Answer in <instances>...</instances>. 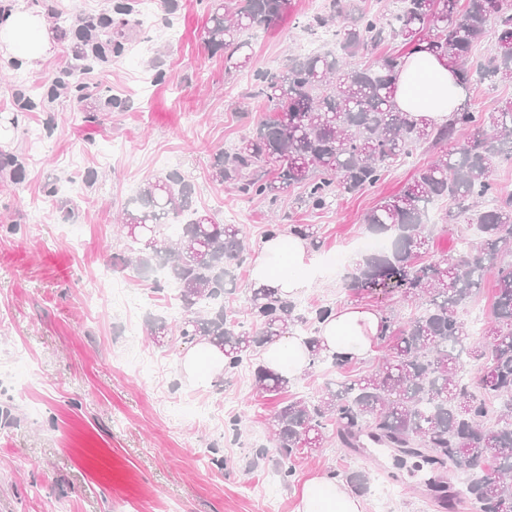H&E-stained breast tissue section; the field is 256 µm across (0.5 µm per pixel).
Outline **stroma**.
<instances>
[{
  "label": "stroma",
  "instance_id": "35a3bbf8",
  "mask_svg": "<svg viewBox=\"0 0 512 512\" xmlns=\"http://www.w3.org/2000/svg\"><path fill=\"white\" fill-rule=\"evenodd\" d=\"M118 0H62L65 30L48 25L53 54L37 68L0 67V155L19 173L0 170V512H295L301 483L320 473L369 469L385 479L387 452L363 456L340 447L334 432L314 454L295 459L290 484L269 485L271 460L252 444L272 448L278 403L261 393L254 365L223 383L200 384L181 370L192 345L180 338V315L149 273L113 266L127 247L115 217L148 180L179 171L193 187V205L223 220L236 213L251 251H258L272 214L285 224L315 225L322 256L346 251L366 237L363 216L397 193L436 148L423 147L391 166L373 188L311 211L290 189L276 205L244 199L213 182V156L232 148L260 119L248 99L256 71L287 63L309 35L303 22L312 0H291L281 25L252 42L251 67L225 74L224 55L203 34L207 0H153L139 28L134 65L120 56L83 76L95 99L88 109L37 89L61 71L79 72L72 33L81 11L111 12ZM34 88V104L19 106L18 90ZM119 101L103 108L105 99ZM39 130L46 151L33 152ZM16 232H7V225ZM326 276L299 295L301 305H371L406 322L418 313L395 293L354 295ZM169 332L155 342L151 328ZM27 346L29 366L18 376L8 363ZM381 349L343 369L321 365L296 377L289 396H313L341 376L375 369ZM224 458L217 468L214 458ZM425 473L406 465L396 495L380 503L371 486L365 512H439Z\"/></svg>",
  "mask_w": 512,
  "mask_h": 512
}]
</instances>
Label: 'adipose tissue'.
<instances>
[{
	"mask_svg": "<svg viewBox=\"0 0 512 512\" xmlns=\"http://www.w3.org/2000/svg\"><path fill=\"white\" fill-rule=\"evenodd\" d=\"M51 41L44 17L19 0L13 10L0 15V58L33 68L44 61ZM465 96L447 59L426 52L408 54L397 78L395 101L410 119H425L442 127L451 121ZM322 258L309 242L295 234L279 233L263 240L251 261L255 288L272 289L283 298L302 294L323 278ZM382 313L370 306L349 305L336 309L318 326L316 338L327 354L349 360L365 357L382 330ZM310 349L301 336L285 335L261 350L263 365L296 377L309 363ZM223 352L209 342L199 343L182 361V369L200 383L210 382L224 371ZM296 512H364L362 501L341 479L328 473L305 479Z\"/></svg>",
	"mask_w": 512,
	"mask_h": 512,
	"instance_id": "ef3b65f1",
	"label": "adipose tissue"
}]
</instances>
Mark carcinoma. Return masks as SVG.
<instances>
[{
	"instance_id": "1",
	"label": "carcinoma",
	"mask_w": 512,
	"mask_h": 512,
	"mask_svg": "<svg viewBox=\"0 0 512 512\" xmlns=\"http://www.w3.org/2000/svg\"><path fill=\"white\" fill-rule=\"evenodd\" d=\"M389 17L356 9L354 0H326L309 16L304 29L315 34L337 28L339 50L301 55L284 69L255 73L252 97L268 112L232 152L215 154L211 178L248 200L275 204L289 188L303 189L311 210L330 207L341 194H357L382 179L386 168L421 144L448 142L452 147L421 167L397 194L384 198L364 216L368 232L391 239L390 247L363 258L343 287L353 294L397 289L422 312L400 323L384 316L377 344L384 349L377 370L325 387L318 395L279 403L274 416L277 473L285 483L294 475L290 462L322 447L328 426L336 440L358 453L363 438L389 448L397 465L416 458L430 468L428 490L448 512L469 503L477 512H512V194L490 178L495 158L512 155V98L499 101L496 115L464 107L448 125L435 128L410 121L394 103L401 57L375 51L400 41L414 51L426 48L450 60L463 84L482 81L512 84V0H396ZM290 0H209L203 28L208 46L224 53L227 73L250 62V32L273 29L288 14ZM138 10L124 3L108 25L118 39L99 48L120 53L124 34L136 30ZM495 53L472 56L488 33ZM369 53L360 68L347 60ZM76 101L85 87L56 79L46 97L60 91ZM474 130L477 138L461 144L457 134ZM447 197L451 206L440 217L443 230L474 225L476 239L460 237L461 248L448 261L427 262L430 210ZM492 198L496 207L483 208ZM122 232L129 241L124 266L149 268L155 261L178 285L177 300L193 314L180 335L202 338L227 358L224 374L234 373L254 350L292 331L308 336L309 367L347 361L321 353L314 333L333 307L316 305L298 312V304L271 291L249 298L252 328L246 330L224 312V271L251 259L241 227L221 224L192 208V188L178 172L159 176L139 191L124 212ZM299 234L318 250L321 241L311 224H270L266 234ZM495 276L490 318L479 338L470 336L459 307ZM464 359L484 360L475 379L460 374ZM263 392L280 397L291 380L256 368ZM448 472L443 481L439 472ZM346 482L359 493L368 489L362 470H347Z\"/></svg>"
}]
</instances>
